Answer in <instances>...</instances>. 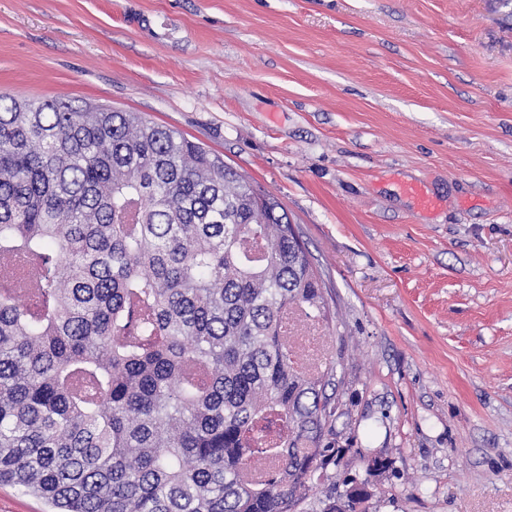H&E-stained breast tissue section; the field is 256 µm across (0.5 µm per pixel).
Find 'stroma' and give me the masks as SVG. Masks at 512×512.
<instances>
[{
  "label": "stroma",
  "mask_w": 512,
  "mask_h": 512,
  "mask_svg": "<svg viewBox=\"0 0 512 512\" xmlns=\"http://www.w3.org/2000/svg\"><path fill=\"white\" fill-rule=\"evenodd\" d=\"M0 95L139 113L278 200L372 512H512V0H0Z\"/></svg>",
  "instance_id": "obj_1"
}]
</instances>
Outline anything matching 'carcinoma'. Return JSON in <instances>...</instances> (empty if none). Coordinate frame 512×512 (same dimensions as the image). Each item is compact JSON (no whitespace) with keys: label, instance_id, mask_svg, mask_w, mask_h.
<instances>
[{"label":"carcinoma","instance_id":"carcinoma-1","mask_svg":"<svg viewBox=\"0 0 512 512\" xmlns=\"http://www.w3.org/2000/svg\"><path fill=\"white\" fill-rule=\"evenodd\" d=\"M280 204L137 112L0 98V485L49 512H298L343 465L327 286ZM269 467L254 474V461ZM325 512H370V477Z\"/></svg>","mask_w":512,"mask_h":512}]
</instances>
